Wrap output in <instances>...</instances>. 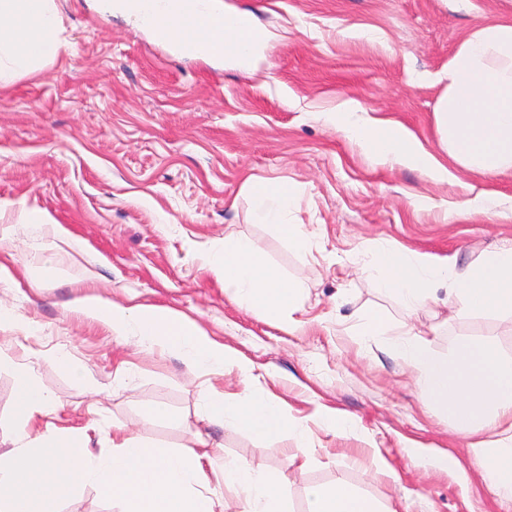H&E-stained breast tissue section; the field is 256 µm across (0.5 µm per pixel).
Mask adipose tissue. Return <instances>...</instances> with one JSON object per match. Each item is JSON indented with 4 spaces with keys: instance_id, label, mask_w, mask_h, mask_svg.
<instances>
[{
    "instance_id": "1",
    "label": "adipose tissue",
    "mask_w": 512,
    "mask_h": 512,
    "mask_svg": "<svg viewBox=\"0 0 512 512\" xmlns=\"http://www.w3.org/2000/svg\"><path fill=\"white\" fill-rule=\"evenodd\" d=\"M203 6L216 28L210 41L198 48V55L224 57L220 26L223 20L239 19L245 24L241 43L245 55L224 59L229 66L250 65L268 32L253 14L225 0H203ZM60 28L55 0H0V82L55 59L62 50ZM338 110L351 117L352 136L367 143L382 160L416 166L435 178L447 177V169L403 127L360 116V106L352 100ZM433 116L439 143L457 170L487 180L512 170V20L484 23L458 43ZM241 191L250 199L257 222L273 226L296 249L304 248L307 232L288 220L295 186L250 175ZM211 263L232 301L272 317L299 309L302 281L283 276L243 237L225 234ZM362 269L410 308L435 298L439 286L448 283L450 299L466 311H512V247L497 249L460 270L448 259L378 246L364 250ZM78 305L113 335L136 336L152 348L190 353L202 372L233 367L244 378L252 376L248 360L212 341L197 323L169 308L123 307L94 295L80 298ZM392 347L412 372L423 399L444 411L459 430L476 432L467 452L478 463H494V470L486 474L487 487L497 500L512 504V360L486 339L473 340L445 357L416 338L397 337ZM13 370L14 415L24 431L36 417L52 414L54 403L28 368L17 363ZM207 416L243 429L261 442L278 438L288 424L281 404L260 390L244 399L210 392ZM112 446V455L97 462L90 457L84 437H64L48 427L33 440L0 453V512H31L32 505L72 494L83 484L96 485L121 504V512H215L206 475L211 464L208 453L169 452L121 431L113 434ZM224 482L244 490L243 512H285V476L233 462L224 467ZM308 512L384 510L378 501L337 483L312 487Z\"/></svg>"
}]
</instances>
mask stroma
Wrapping results in <instances>:
<instances>
[{
  "label": "stroma",
  "instance_id": "obj_1",
  "mask_svg": "<svg viewBox=\"0 0 512 512\" xmlns=\"http://www.w3.org/2000/svg\"><path fill=\"white\" fill-rule=\"evenodd\" d=\"M229 2L278 34L252 68L161 44L94 0H56L61 54L0 83V260L14 272L0 281V305L12 315L0 326V355L30 367L57 405L36 430L50 423L85 436L95 457L111 455L120 429L170 449L206 438L207 475L224 512H240L244 500L242 488L224 483L231 461L288 475V512H307L310 486L336 482L397 512H506L469 457L467 435L424 403L391 343L407 332L444 356L487 338L512 358V314L441 303L409 309L355 264L359 249L385 246L462 268L511 242L512 221L462 211L484 188L473 176L439 181L382 163L345 125L317 115L354 99L451 166L434 130L437 78L473 28L512 20V0ZM366 29L375 38L363 37ZM250 174L298 188L288 219L308 231L305 251L255 221L241 194ZM32 210L45 223H27ZM55 224L70 244L52 233ZM228 229L303 279L309 297L295 328L225 296L207 256ZM48 263L65 278L43 279ZM85 294L180 313L247 359L256 383L233 369L204 375L184 354L113 336L75 306ZM375 312L390 327L361 340L357 328ZM64 356L86 366L85 380L62 368ZM256 386L309 429L314 454L305 469L288 465L295 432L258 443L208 420V389L236 397ZM16 393L13 370L0 367V453L20 435ZM155 404L174 421L147 419ZM327 411L349 415L354 430L321 429ZM374 456L380 467L370 466Z\"/></svg>",
  "mask_w": 512,
  "mask_h": 512
}]
</instances>
